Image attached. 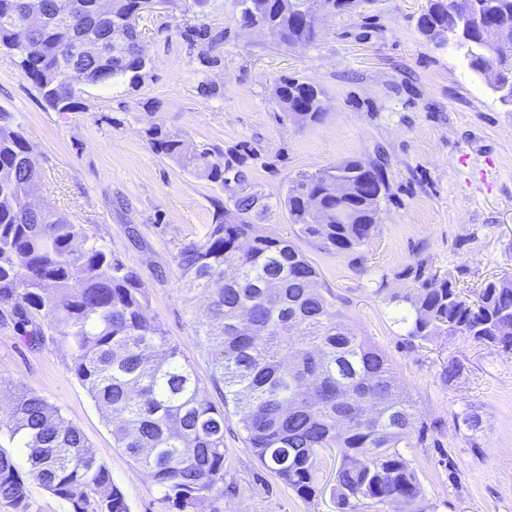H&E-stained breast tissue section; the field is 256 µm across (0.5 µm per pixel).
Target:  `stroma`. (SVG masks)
I'll list each match as a JSON object with an SVG mask.
<instances>
[{"label": "stroma", "instance_id": "1", "mask_svg": "<svg viewBox=\"0 0 512 512\" xmlns=\"http://www.w3.org/2000/svg\"><path fill=\"white\" fill-rule=\"evenodd\" d=\"M426 6L356 0L304 45L241 27L234 0H210L198 15L158 9L138 21L152 60L138 86L86 85L82 111L56 112L0 53V112L11 113L37 161L39 199L96 229L134 268L150 316L204 380L211 357L194 334L177 254L204 237L238 181L248 183L263 196L252 223L296 240L412 397L423 438L405 454L427 512H512V354L458 334L408 340L388 302L414 287L419 271L468 293L512 277V105L454 44L418 29ZM200 23L215 33L212 45L185 40L186 27ZM285 77L321 89V121L280 119L274 88ZM154 124L208 148L224 164L225 185L154 153L145 134ZM353 158L381 164L389 185L373 239L342 254L297 239L280 203L289 181ZM15 321L0 310V413L18 389L43 396L82 429L130 512H166L151 479L115 448L57 330L43 326L27 341ZM450 363L459 374L449 382L442 370ZM467 406L482 418L478 433L458 417ZM224 445V482L235 492L197 512H336L325 485L338 455L323 456L322 488L303 498L255 459L236 416L225 420Z\"/></svg>", "mask_w": 512, "mask_h": 512}]
</instances>
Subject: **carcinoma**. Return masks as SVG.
<instances>
[{
  "label": "carcinoma",
  "mask_w": 512,
  "mask_h": 512,
  "mask_svg": "<svg viewBox=\"0 0 512 512\" xmlns=\"http://www.w3.org/2000/svg\"><path fill=\"white\" fill-rule=\"evenodd\" d=\"M259 15L241 13L245 27L267 23L287 44L315 39L304 25L309 0H261ZM475 17L464 20L453 0H429L418 28L437 44L448 33L463 35L469 67L502 72L499 99L512 104V44L494 37L512 27V0H473ZM141 0H112L105 21L92 15L67 25L22 29L0 24V46L18 59L24 77L55 112H77L81 95L66 83L82 72L96 86L119 80L136 86L140 35L124 18ZM84 31L110 48L102 60L66 57ZM320 90L283 78L275 97L283 117L305 111L317 122ZM158 154L192 175L224 184V164L200 149L187 154L176 133L147 129ZM353 183L345 201L352 216L336 223V199L328 187L336 177ZM39 170L12 115L0 112V309L13 311L21 336L41 335L39 320L59 329L72 371L111 428L116 447L146 473L171 512H196L204 500L224 496V416L238 417L243 442L278 479L308 498L318 487L321 453L339 450L331 488L337 512L351 501L372 500L391 512H424L418 477L401 452L412 448L413 401L388 356L352 324L336 295L306 254L291 240L265 234L249 220L260 197L241 192L233 208L217 211L203 240L177 254L188 298L207 300L193 314L195 336L211 354L210 383L223 392L224 408L206 395L205 384L162 326L148 315L149 299L136 272L104 239L73 224L56 208H31ZM387 193L383 168L362 159L303 172L284 197L299 235L328 252L355 251L377 231L373 199ZM327 214L314 224L308 199ZM275 284L265 288L263 284ZM389 302L407 306L399 322L412 340L461 334L501 351H512V277L492 280L471 300L448 278L432 276ZM24 456L0 449V503L12 512H34L29 484L69 503L73 512H129L107 464L82 430L46 398L21 391L0 416V433Z\"/></svg>",
  "instance_id": "obj_1"
}]
</instances>
